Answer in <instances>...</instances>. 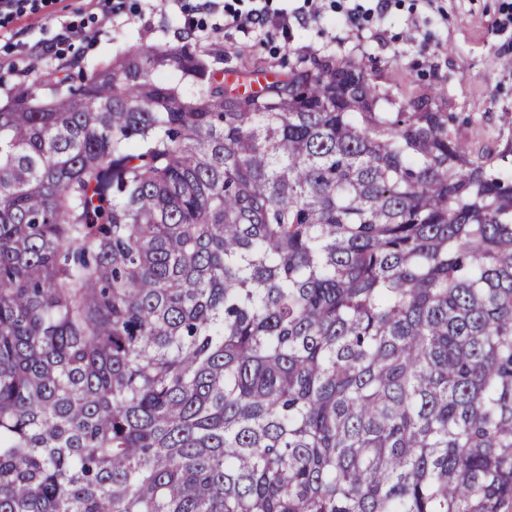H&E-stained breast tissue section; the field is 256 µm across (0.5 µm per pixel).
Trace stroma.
I'll return each instance as SVG.
<instances>
[{"mask_svg": "<svg viewBox=\"0 0 512 512\" xmlns=\"http://www.w3.org/2000/svg\"><path fill=\"white\" fill-rule=\"evenodd\" d=\"M62 0L50 12L29 15L8 25L0 36V58L13 60L0 69V97L27 73L64 70L70 84L82 71L108 62L130 47L163 41L209 47L224 55L227 69L261 67L274 72L289 63L338 51L361 60L379 84L398 96L431 87L444 88L448 109L473 116L458 134L472 150H503L512 140V34L501 21L512 13V0H388L384 13L348 16L347 0H322L318 22L291 20L287 30L271 29L257 40L225 30L222 8L200 10L199 0ZM82 34L50 52L60 26Z\"/></svg>", "mask_w": 512, "mask_h": 512, "instance_id": "obj_1", "label": "stroma"}]
</instances>
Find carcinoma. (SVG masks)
<instances>
[{"mask_svg":"<svg viewBox=\"0 0 512 512\" xmlns=\"http://www.w3.org/2000/svg\"><path fill=\"white\" fill-rule=\"evenodd\" d=\"M215 58L0 102V512H512V147Z\"/></svg>","mask_w":512,"mask_h":512,"instance_id":"cac0c4a2","label":"carcinoma"}]
</instances>
